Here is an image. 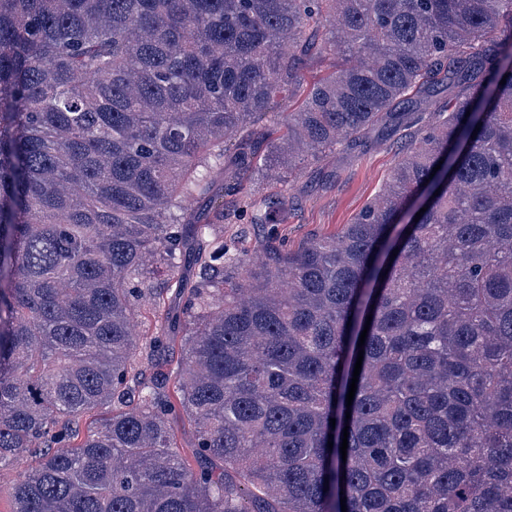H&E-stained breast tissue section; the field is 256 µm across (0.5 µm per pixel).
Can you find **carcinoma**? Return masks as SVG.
Listing matches in <instances>:
<instances>
[{
  "label": "carcinoma",
  "instance_id": "carcinoma-1",
  "mask_svg": "<svg viewBox=\"0 0 512 512\" xmlns=\"http://www.w3.org/2000/svg\"><path fill=\"white\" fill-rule=\"evenodd\" d=\"M408 128L337 233L194 218L214 168ZM30 450L10 512H512V0H0V469ZM266 229L262 225L255 224H228L224 221V237L238 235V246L240 249L252 253L262 240Z\"/></svg>",
  "mask_w": 512,
  "mask_h": 512
}]
</instances>
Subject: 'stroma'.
I'll list each match as a JSON object with an SVG mask.
<instances>
[{
    "instance_id": "stroma-1",
    "label": "stroma",
    "mask_w": 512,
    "mask_h": 512,
    "mask_svg": "<svg viewBox=\"0 0 512 512\" xmlns=\"http://www.w3.org/2000/svg\"><path fill=\"white\" fill-rule=\"evenodd\" d=\"M404 133L379 144H366L352 154H331L299 172L288 188L269 179L250 175L248 196L224 193V176L210 178L212 205L225 212H255L287 197L285 217L279 232L289 244L299 245L314 235L328 234L350 223L365 205L390 181Z\"/></svg>"
}]
</instances>
